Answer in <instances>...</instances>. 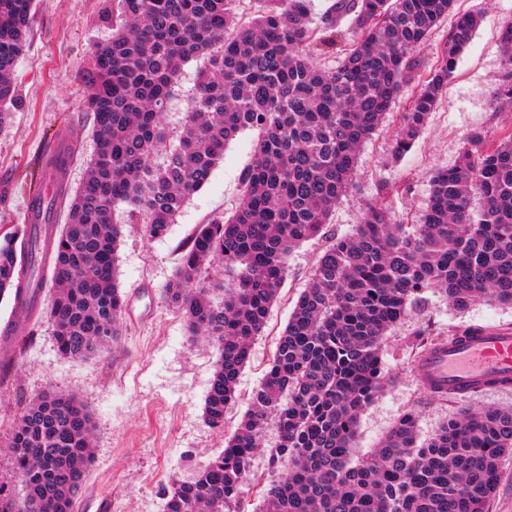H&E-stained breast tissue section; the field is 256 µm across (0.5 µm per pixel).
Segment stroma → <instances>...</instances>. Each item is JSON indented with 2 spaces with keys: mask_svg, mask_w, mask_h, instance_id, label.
<instances>
[{
  "mask_svg": "<svg viewBox=\"0 0 512 512\" xmlns=\"http://www.w3.org/2000/svg\"><path fill=\"white\" fill-rule=\"evenodd\" d=\"M103 8L104 0H34L28 44L13 74L17 97L9 106V123L0 128V234L25 228V201L43 187V158L51 148L64 143L76 148L67 171L68 190H75L85 177V162L96 141L93 118L82 110V73L94 45L111 34ZM454 10L478 14L481 21L436 109L402 159L389 155L396 128L392 118L361 146L355 185L337 204L328 232H352L381 181L394 189L387 202L396 220L415 222L428 203L431 173L454 165L472 130L482 129L494 146L512 129V110L498 109L494 100L506 71L499 33L512 21V0H456ZM256 139V132L247 130L228 144L209 182L190 197L166 236L150 239L142 225H125L116 273L127 307L121 335L109 352L81 361L65 359L57 352L49 317L31 321L12 300H0V326L11 323L20 336L33 338L8 375L0 377V484L14 494H21L22 487L10 470L9 434L22 406L49 388L73 395L92 416L95 459L78 512H99L104 499L109 512H160L173 481L187 478L223 450L224 438L247 411L324 246L315 239L292 252L287 280L263 333L251 343V359L239 377L240 400L227 412L223 429L208 427L203 408L217 347L188 336L164 289L178 267L181 245L196 226L238 204L240 177L252 161ZM468 326L512 327V306L477 302L459 310L441 292H429L389 332L382 357L389 381L360 415L357 453L378 447L400 415L413 408L424 439L469 408L512 410V389L441 401L430 398L420 381L415 332L423 330L430 339L444 341ZM277 440L275 431L264 434L236 512H260L263 487L279 476L268 455Z\"/></svg>",
  "mask_w": 512,
  "mask_h": 512,
  "instance_id": "obj_1",
  "label": "stroma"
}]
</instances>
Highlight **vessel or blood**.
Wrapping results in <instances>:
<instances>
[{
    "mask_svg": "<svg viewBox=\"0 0 512 512\" xmlns=\"http://www.w3.org/2000/svg\"><path fill=\"white\" fill-rule=\"evenodd\" d=\"M422 380L465 395L482 388L512 387V329L498 327L449 338L429 350L418 364Z\"/></svg>",
    "mask_w": 512,
    "mask_h": 512,
    "instance_id": "obj_1",
    "label": "vessel or blood"
}]
</instances>
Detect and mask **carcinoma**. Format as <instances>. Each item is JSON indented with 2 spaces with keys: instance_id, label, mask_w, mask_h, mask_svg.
I'll use <instances>...</instances> for the list:
<instances>
[{
  "instance_id": "obj_1",
  "label": "carcinoma",
  "mask_w": 512,
  "mask_h": 512,
  "mask_svg": "<svg viewBox=\"0 0 512 512\" xmlns=\"http://www.w3.org/2000/svg\"><path fill=\"white\" fill-rule=\"evenodd\" d=\"M112 35L95 45L83 109L97 149L69 195L68 223L44 244L0 241V296L33 315L42 264L55 284L48 309L66 359H85L121 334L124 298L117 248L127 222L161 238L208 182L225 146L258 132L241 198L228 216L197 226L165 289L188 336L219 355L204 420L224 429L236 386L288 274L297 245L326 234L336 204L354 186L361 145L414 80L413 51L454 0H335L317 20L311 0H108ZM33 0H0V127L15 100L13 72L32 24ZM351 17L357 39L337 68L312 61ZM478 25L456 18L428 76L400 113L391 156L419 138ZM508 69L495 90L512 108V22L502 27ZM200 62L181 124L167 112L182 66ZM381 183L352 234L331 237L299 297L250 408L224 449L192 479L164 492L162 512H232L266 430L269 460L284 472L263 488V512H487L501 459L512 454V410H465L426 442L404 413L380 447L354 457L358 418L384 386L382 342L410 306L441 291L465 308L487 299L512 305V133L494 147L468 137L457 163L430 179L417 224L394 221ZM224 270V301L211 300L206 269ZM19 342L0 334V370ZM92 418L73 396L47 390L17 417L8 445L23 483L15 500L0 485V512H74L94 462Z\"/></svg>"
}]
</instances>
